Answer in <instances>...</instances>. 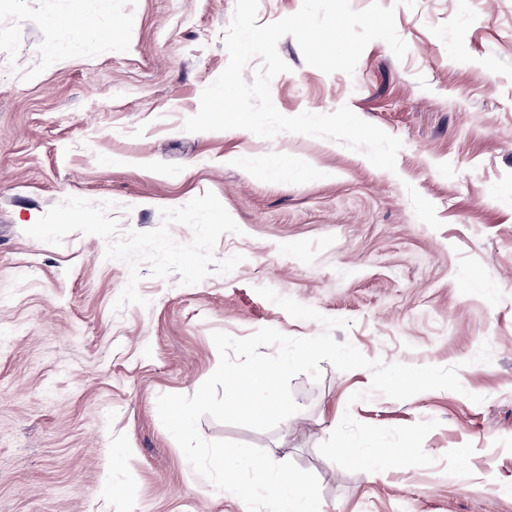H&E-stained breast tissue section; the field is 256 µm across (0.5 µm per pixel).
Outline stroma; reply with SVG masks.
Segmentation results:
<instances>
[{"label":"stroma","mask_w":512,"mask_h":512,"mask_svg":"<svg viewBox=\"0 0 512 512\" xmlns=\"http://www.w3.org/2000/svg\"><path fill=\"white\" fill-rule=\"evenodd\" d=\"M379 2L404 58L374 40L328 75L287 35L270 90L285 116L346 106L399 138L392 172L326 138L185 131L228 64L235 0H0V512H247L188 463L157 399L214 373L213 332H321L261 287L349 320L333 335L368 359L459 366L463 390L394 400L324 360L292 380L299 410L275 429L206 416L205 439L314 473L320 512H512V0ZM208 191L241 229L214 255L243 262L191 286L141 264L146 308L114 311L128 268L101 237L26 234L70 196L149 231ZM347 413L438 420L432 465L330 462L318 446Z\"/></svg>","instance_id":"35a3bbf8"}]
</instances>
